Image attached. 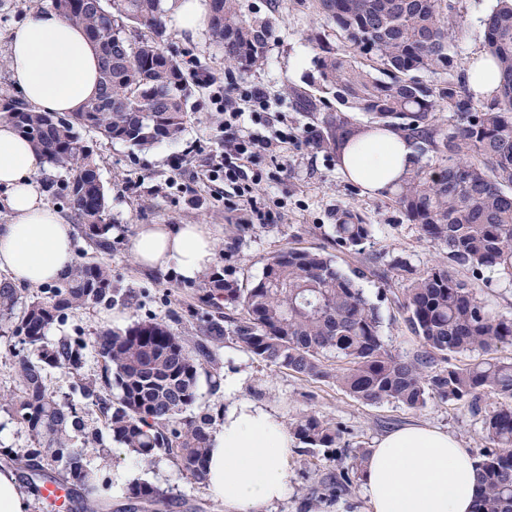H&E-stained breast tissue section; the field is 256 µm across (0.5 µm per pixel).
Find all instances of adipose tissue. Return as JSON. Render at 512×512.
Instances as JSON below:
<instances>
[{
  "label": "adipose tissue",
  "instance_id": "obj_1",
  "mask_svg": "<svg viewBox=\"0 0 512 512\" xmlns=\"http://www.w3.org/2000/svg\"><path fill=\"white\" fill-rule=\"evenodd\" d=\"M8 54L12 82L39 112H79L99 91L100 58L84 28L59 12L39 9L15 29ZM415 162L411 139L388 129L359 135L343 151L341 172L377 193L401 181ZM41 154L0 113V198L11 221L0 226V271L20 285L43 288L74 261V226L42 194ZM140 267L176 268L201 278L214 260V237L204 224H142L133 240ZM241 382L224 380L230 402L213 437L207 485L231 512H266L288 494L293 444L284 424L263 405L241 398ZM476 464L447 432L405 425L381 437L362 471L369 512H474Z\"/></svg>",
  "mask_w": 512,
  "mask_h": 512
}]
</instances>
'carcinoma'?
Here are the masks:
<instances>
[{
	"label": "carcinoma",
	"instance_id": "cac0c4a2",
	"mask_svg": "<svg viewBox=\"0 0 512 512\" xmlns=\"http://www.w3.org/2000/svg\"><path fill=\"white\" fill-rule=\"evenodd\" d=\"M108 5H103V2ZM163 0H51L53 9L85 28L100 52V93L82 112H36L3 96L18 132L53 166L69 172L61 188L83 237L112 248L107 191L94 149L82 132L147 149L180 136L187 121L190 84L206 83L165 45ZM209 38L224 65L243 72L263 65L270 26L246 16L239 0H206ZM325 27L343 46L313 34L320 96L291 88L299 109L314 113L330 95L363 112L365 124L329 115L310 145L340 155L366 128L390 127L418 144L428 162L414 167L391 188L392 200L420 237L439 247L419 272L404 259L393 269L406 278L399 306L421 351L393 352L382 336L379 307L356 285L359 268L343 271L323 250L289 247L270 257L250 287L216 268L198 285L205 306L193 345L162 320L134 322L123 332L101 331L47 341L49 327L67 313L114 300L110 267L77 260L67 276L26 302L20 289L0 279V328L22 345L16 354L18 385L0 395L14 419L29 432L32 448L23 459L29 482L51 483L61 475L79 512L112 508V487L88 461L82 444L102 442L79 409L48 391L44 372L68 370L82 378L88 346L104 361V373L83 384L96 398L112 442L150 465L162 454L194 481L207 476L215 417L186 416L208 357L207 342L230 338L243 351L276 370L299 377L332 379L366 404L397 402L420 409L430 399L479 409L486 395L498 405L483 421L490 449L478 461L474 512H512V359L490 356L512 345V317L495 313L457 269L485 270L512 284V0H496L482 20L485 60L501 77L499 95L480 105L462 72L433 83L454 65L456 42L468 32L467 18L448 0H313ZM448 113V120L439 113ZM372 225L349 208L336 209V246L360 256ZM238 316L219 319L208 307L217 300ZM475 354L465 365L437 366V359ZM116 400L104 396L111 387ZM288 434L305 448H334L342 432L313 412L296 417ZM167 493L148 482L127 487L123 512H168Z\"/></svg>",
	"mask_w": 512,
	"mask_h": 512
}]
</instances>
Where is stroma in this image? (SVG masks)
Listing matches in <instances>:
<instances>
[{"instance_id":"stroma-1","label":"stroma","mask_w":512,"mask_h":512,"mask_svg":"<svg viewBox=\"0 0 512 512\" xmlns=\"http://www.w3.org/2000/svg\"><path fill=\"white\" fill-rule=\"evenodd\" d=\"M450 2L469 22L466 38L457 45L459 56L467 60L482 47L481 20L493 0ZM49 6L50 0H0V93L14 90L8 62L12 31L30 12ZM241 6L246 14L272 23L264 65L246 73L227 69L206 30L184 36L175 28H168L169 44L182 54L188 67L210 72L216 77V84L191 87L186 102L187 123L176 141H164L144 151L122 143L97 141L99 173L108 190L112 249L106 252L80 239L75 244V254L107 263L116 295L113 301L65 315L51 326L48 339H89L100 329L112 327L118 316L127 327L137 320L157 318L175 331L194 334L196 281L181 278L171 268L145 270L138 266L133 255L137 225L208 224L215 230L216 244L221 249L225 248L233 225H248V232L238 241L232 255L216 258L215 263L228 267L240 284L249 285L261 277L268 258L286 247L321 249L333 255L344 270L355 268L356 255L332 241L336 210L346 206L372 226L365 251L375 261L358 284L380 308L384 339L395 352L416 353L421 345L394 303L405 283L391 264L402 258L416 270H423L438 248L420 238L414 224L393 205L388 192H365L345 178L334 155L301 143L247 164V171L258 170L263 175V187L255 205L229 195L223 179L212 178V165L225 152L222 117L212 112L210 103L217 86L244 82L264 88L278 101L277 107L264 117L266 127L291 126L304 131L316 124L315 119L300 112L286 92L290 86L311 90L318 84L319 51L309 35L311 31L322 30L323 23L312 8V0H241ZM259 209L274 210V220L257 223L255 212ZM460 276L475 286L493 310L512 317L511 283L489 272L476 275L464 270ZM211 348L213 360L200 371L193 413H223L228 403L224 379L240 374L244 377L241 397L264 405L282 422H292L301 413L312 411L336 423L343 433L336 448H292L288 495L270 505L268 512H306V499L317 490L322 478L346 474L355 453L373 448L378 438L403 425L424 424L446 431L477 458L489 448L482 434L481 414L472 413L463 404L433 399L420 409L391 402L369 406L349 396L331 380L305 379L285 370H274L241 351L231 340L213 342ZM44 378L49 391L84 409L88 427L102 428L103 418L97 406L67 370H47ZM84 452L92 466L109 480H117L120 471L131 466L136 480L168 490L174 497L169 512H227L222 498L181 473L166 456L144 466L118 445L107 455L95 445L85 446Z\"/></svg>"}]
</instances>
